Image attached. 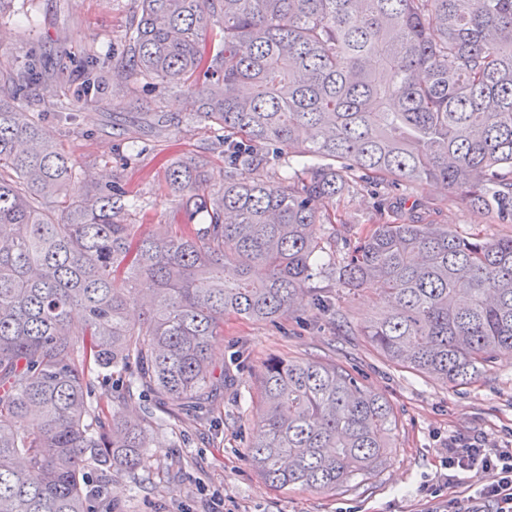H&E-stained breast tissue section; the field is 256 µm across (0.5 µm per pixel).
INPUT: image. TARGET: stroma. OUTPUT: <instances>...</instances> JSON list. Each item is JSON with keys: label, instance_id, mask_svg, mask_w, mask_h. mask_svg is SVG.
Segmentation results:
<instances>
[{"label": "stroma", "instance_id": "obj_1", "mask_svg": "<svg viewBox=\"0 0 512 512\" xmlns=\"http://www.w3.org/2000/svg\"><path fill=\"white\" fill-rule=\"evenodd\" d=\"M138 9V0H12L10 11L0 15V64L22 67L37 60L49 71L93 46L113 73H124L125 37ZM190 109L186 96L158 86L124 95L104 84L87 111L70 118L51 113L44 122L78 174L138 198L125 219L147 236L156 223L172 221L178 206L165 181L168 162H207L212 188L224 182V159L206 123L185 121ZM433 199L443 202L435 223L461 233L512 232L493 209L471 208L435 185L393 191L388 202L397 209ZM374 204L364 192L327 200L325 207L355 233L370 228ZM308 286L296 317L276 323L225 317L212 348L224 380L208 414L175 418L152 394L135 399L134 409L154 413L163 429L146 468L113 477L108 496L118 512H445L449 499L466 497L467 484L443 483L444 449L459 437L492 445L512 440V356L500 355L473 384L446 385L391 364L362 336L363 327L385 311L373 290L352 292L322 274ZM318 295L339 307L344 321L314 309ZM273 355L318 358L355 370L390 402L397 427L370 475L336 490H280L250 465L246 443L258 430L261 366Z\"/></svg>", "mask_w": 512, "mask_h": 512}]
</instances>
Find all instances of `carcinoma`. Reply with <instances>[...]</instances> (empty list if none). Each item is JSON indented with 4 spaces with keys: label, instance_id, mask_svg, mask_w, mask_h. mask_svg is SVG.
Listing matches in <instances>:
<instances>
[{
    "label": "carcinoma",
    "instance_id": "carcinoma-1",
    "mask_svg": "<svg viewBox=\"0 0 512 512\" xmlns=\"http://www.w3.org/2000/svg\"><path fill=\"white\" fill-rule=\"evenodd\" d=\"M139 82L176 88L213 126L224 186L174 160L181 223L141 238L124 192L78 179L43 124L75 108L32 84L68 76L0 66V512H115L101 483L146 465L160 422L94 406L92 375L201 407L218 385L211 341L233 315L294 311L332 237L326 197L436 183L512 224V0H140L127 31ZM85 50L82 98L112 81ZM314 164L275 181L272 160ZM203 216L201 224L195 223ZM344 288L389 310L363 330L394 365L475 382L512 353V234L462 235L421 214L327 254ZM82 311V338L70 318ZM249 460L271 486L334 490L373 470L396 419L349 369L278 357L261 373Z\"/></svg>",
    "mask_w": 512,
    "mask_h": 512
}]
</instances>
